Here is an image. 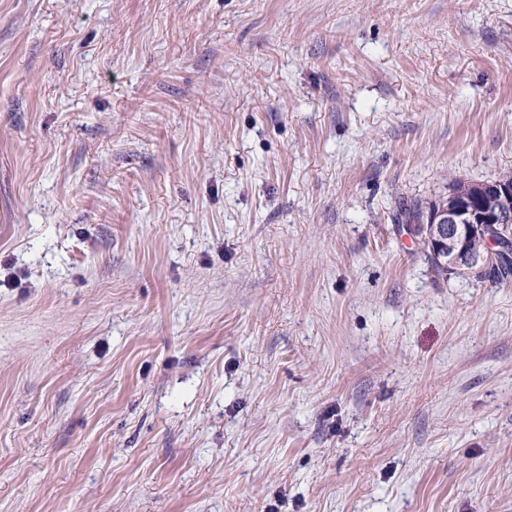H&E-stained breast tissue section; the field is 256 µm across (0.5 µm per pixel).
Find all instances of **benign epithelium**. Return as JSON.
<instances>
[{"mask_svg":"<svg viewBox=\"0 0 512 512\" xmlns=\"http://www.w3.org/2000/svg\"><path fill=\"white\" fill-rule=\"evenodd\" d=\"M485 189L497 197L496 205L460 193L435 214L429 226L433 253L461 275L475 277L492 269L500 247L488 238L481 239L485 225L512 227V183H487Z\"/></svg>","mask_w":512,"mask_h":512,"instance_id":"obj_1","label":"benign epithelium"}]
</instances>
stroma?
Masks as SVG:
<instances>
[{"instance_id": "1", "label": "stroma", "mask_w": 512, "mask_h": 512, "mask_svg": "<svg viewBox=\"0 0 512 512\" xmlns=\"http://www.w3.org/2000/svg\"><path fill=\"white\" fill-rule=\"evenodd\" d=\"M509 173L512 0H0V512H512ZM496 180L512 182V175L506 174ZM503 182L485 183L483 188L497 197L496 206L469 196L480 194L487 201L493 200L492 197L482 194L479 189L484 183L457 181L450 188V193L464 191L469 195L460 193L456 199L453 198L452 202H449L451 201L450 193L446 198L428 203L418 200L402 202L395 213V224H398L399 229L401 224H405L408 233L420 238L424 261L435 275L447 278L455 275V272L459 275L479 276L491 271L494 257L501 250L498 244L489 238L482 240V245L479 246L484 226L486 224L504 225L508 228L509 235L512 232V183ZM447 204L448 207L440 209L435 214L433 223L429 224L428 239L433 253L438 258L444 259L454 272L448 268L444 269L430 254L426 240L428 228L417 223L421 220L424 211Z\"/></svg>"}]
</instances>
